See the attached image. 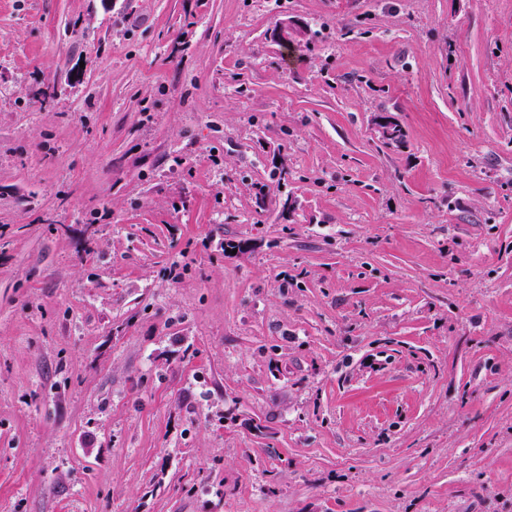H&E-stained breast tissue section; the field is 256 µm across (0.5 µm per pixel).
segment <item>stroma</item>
<instances>
[{
  "label": "stroma",
  "instance_id": "1",
  "mask_svg": "<svg viewBox=\"0 0 512 512\" xmlns=\"http://www.w3.org/2000/svg\"><path fill=\"white\" fill-rule=\"evenodd\" d=\"M0 512H512V0H0Z\"/></svg>",
  "mask_w": 512,
  "mask_h": 512
}]
</instances>
